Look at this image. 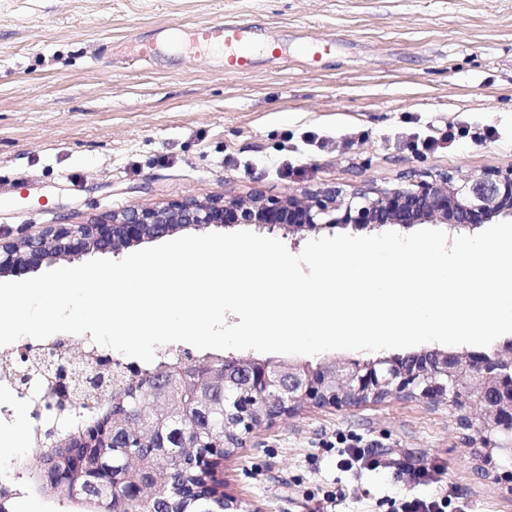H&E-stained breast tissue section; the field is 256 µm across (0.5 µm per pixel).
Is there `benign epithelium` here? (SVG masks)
Returning <instances> with one entry per match:
<instances>
[{
	"label": "benign epithelium",
	"mask_w": 512,
	"mask_h": 512,
	"mask_svg": "<svg viewBox=\"0 0 512 512\" xmlns=\"http://www.w3.org/2000/svg\"><path fill=\"white\" fill-rule=\"evenodd\" d=\"M499 218L512 219V171H488L457 181L449 175L431 181L411 179L405 186L357 189L347 197L326 188L276 198L181 202L164 209L133 208L77 228L59 226L39 237L0 242V272L36 269L45 261L89 250L116 251L198 224H282L318 232L338 224L357 229L421 223L466 227ZM179 375L178 405L157 399L158 388L167 385L162 376L142 387L137 406L144 432L177 430L182 434V448L188 444L187 431L194 416L207 411L204 391L222 385L224 395L234 396L235 401L250 399L261 421L287 416L303 402L340 407L388 395L439 396L464 425L481 433L488 458L496 456L512 463V339L490 352L432 350L402 359L327 360L314 368L226 356L222 369L209 366L202 372L193 367ZM124 429L123 424L113 423L91 437H78L87 449L63 461L47 475L48 482L77 494L78 482L94 468V456L113 447ZM224 447L225 438L211 439L208 452L197 456L192 466L210 474L214 463L224 456Z\"/></svg>",
	"instance_id": "7a95c632"
}]
</instances>
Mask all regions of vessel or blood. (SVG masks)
Segmentation results:
<instances>
[{"mask_svg":"<svg viewBox=\"0 0 512 512\" xmlns=\"http://www.w3.org/2000/svg\"><path fill=\"white\" fill-rule=\"evenodd\" d=\"M184 34L192 53L223 49L227 57L224 69L232 73L245 72L251 65V50L261 48L263 44L260 27L240 21L202 23L185 28Z\"/></svg>","mask_w":512,"mask_h":512,"instance_id":"b4317fda","label":"vessel or blood"}]
</instances>
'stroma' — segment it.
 I'll use <instances>...</instances> for the list:
<instances>
[{
    "label": "stroma",
    "instance_id": "stroma-1",
    "mask_svg": "<svg viewBox=\"0 0 512 512\" xmlns=\"http://www.w3.org/2000/svg\"><path fill=\"white\" fill-rule=\"evenodd\" d=\"M227 18L281 56L228 75L160 41ZM511 168L512 0H0V185L32 184L0 197L5 242L130 208ZM339 432L401 467L341 473L321 449ZM433 464L469 512H512V474L421 397L301 405L239 433L216 478L240 512H311L306 489L336 478L334 512H384L426 494L412 473Z\"/></svg>",
    "mask_w": 512,
    "mask_h": 512
}]
</instances>
